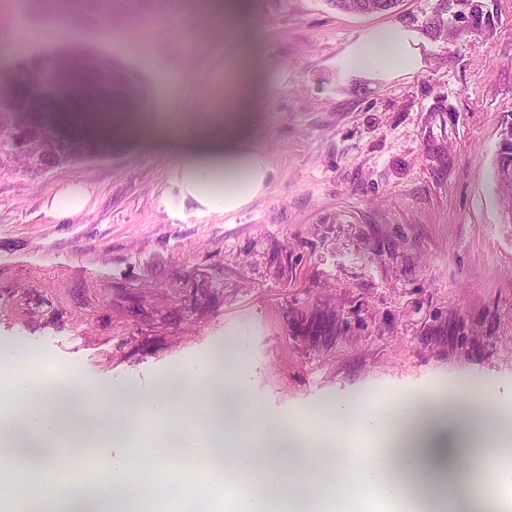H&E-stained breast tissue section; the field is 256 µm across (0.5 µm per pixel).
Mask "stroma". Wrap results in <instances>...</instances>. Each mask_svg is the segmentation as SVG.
<instances>
[{
  "mask_svg": "<svg viewBox=\"0 0 512 512\" xmlns=\"http://www.w3.org/2000/svg\"><path fill=\"white\" fill-rule=\"evenodd\" d=\"M437 0L356 15L326 0H0V82L70 48L136 90L103 154L0 176V268L49 306L0 316V346L99 391L218 371L261 418L422 396L450 381L512 402V224L493 180L512 118V0ZM420 35L422 65L388 80L337 63L362 34ZM271 163L231 216L198 215L173 183L224 104ZM82 187V212H53ZM111 290H103V283ZM211 299L191 304L188 291ZM111 309V327L96 313Z\"/></svg>",
  "mask_w": 512,
  "mask_h": 512,
  "instance_id": "35a3bbf8",
  "label": "stroma"
}]
</instances>
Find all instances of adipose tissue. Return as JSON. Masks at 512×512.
<instances>
[{"mask_svg":"<svg viewBox=\"0 0 512 512\" xmlns=\"http://www.w3.org/2000/svg\"><path fill=\"white\" fill-rule=\"evenodd\" d=\"M340 64L382 80L418 69L417 37L402 27L372 31L348 46ZM240 113L224 114V142L200 138L179 158L182 196L201 214H235L263 195L270 179L268 157L234 136ZM188 376L177 375L148 391H113L108 402H81L63 410L52 375L8 352L0 353V461L7 463L26 512H154L177 482L207 496L220 481H240L245 491L236 512H353L367 491L397 512H512V492L489 491L474 478L472 464L493 447L498 463L512 466V407L488 411L476 390L455 383L423 397L390 403L369 399L349 409L325 407L317 425L253 418L249 401L234 387L204 379L202 406L192 428L172 417ZM134 441L136 466L113 462L106 485L73 481L47 497L43 463L29 464L19 441L42 449L50 460L81 440ZM308 463L317 477L299 482L295 464ZM208 470L209 483L195 479Z\"/></svg>","mask_w":512,"mask_h":512,"instance_id":"adipose-tissue-1","label":"adipose tissue"}]
</instances>
